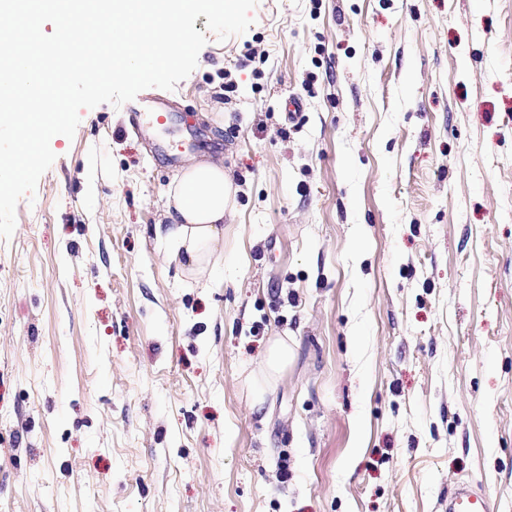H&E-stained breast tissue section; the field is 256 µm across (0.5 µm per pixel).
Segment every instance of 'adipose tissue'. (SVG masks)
Returning a JSON list of instances; mask_svg holds the SVG:
<instances>
[{"instance_id":"ef3b65f1","label":"adipose tissue","mask_w":512,"mask_h":512,"mask_svg":"<svg viewBox=\"0 0 512 512\" xmlns=\"http://www.w3.org/2000/svg\"><path fill=\"white\" fill-rule=\"evenodd\" d=\"M230 184L221 158L190 159L168 185L167 215L162 238L175 254L184 256L191 279H206L215 267L214 244L224 232V215L230 205ZM291 347L287 337L270 344L262 364V377L252 407L262 412L268 389L288 363Z\"/></svg>"}]
</instances>
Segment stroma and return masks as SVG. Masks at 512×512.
<instances>
[{
    "label": "stroma",
    "instance_id": "obj_1",
    "mask_svg": "<svg viewBox=\"0 0 512 512\" xmlns=\"http://www.w3.org/2000/svg\"><path fill=\"white\" fill-rule=\"evenodd\" d=\"M169 96L224 159L208 286L175 165L79 112L0 238V512H512V0H258ZM292 357L251 408V374ZM291 356V347L287 337H277L270 344L262 364V377L259 388L253 398L252 407L255 412H262L264 408V394L276 376L288 363ZM489 496L478 494L468 486L458 489L455 496L448 501V512H491Z\"/></svg>",
    "mask_w": 512,
    "mask_h": 512
}]
</instances>
